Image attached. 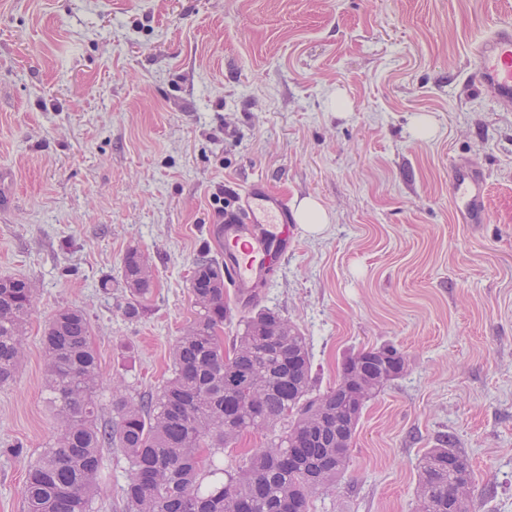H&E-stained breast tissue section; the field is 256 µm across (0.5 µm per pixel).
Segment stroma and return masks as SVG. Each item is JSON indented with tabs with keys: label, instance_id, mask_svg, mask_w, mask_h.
Returning <instances> with one entry per match:
<instances>
[{
	"label": "stroma",
	"instance_id": "1",
	"mask_svg": "<svg viewBox=\"0 0 512 512\" xmlns=\"http://www.w3.org/2000/svg\"><path fill=\"white\" fill-rule=\"evenodd\" d=\"M507 20L512 0H0V277L35 290L0 387V512H26L28 470L60 429L50 319L88 318L102 420L113 380L157 392L195 315L194 262L220 252L210 227L255 181L318 199L331 222L300 232L258 307L228 293L224 343L256 308L278 311L306 338L317 392L362 349L407 355L310 512H415L419 460L448 434L475 512H512V109L470 66ZM456 163L485 170L484 223L455 213ZM131 248L154 270L134 323L102 288ZM128 474L103 451L96 512H122Z\"/></svg>",
	"mask_w": 512,
	"mask_h": 512
}]
</instances>
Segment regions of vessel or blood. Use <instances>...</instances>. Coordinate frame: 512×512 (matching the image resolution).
<instances>
[{
  "mask_svg": "<svg viewBox=\"0 0 512 512\" xmlns=\"http://www.w3.org/2000/svg\"><path fill=\"white\" fill-rule=\"evenodd\" d=\"M474 77L495 103L512 104V24L498 25L474 50ZM449 182L457 212L465 223H482L486 211V174L476 166L457 163ZM215 232L222 242L224 274L244 304H256L257 286L272 256H287L298 235L286 199L263 183L250 185L242 199L224 210Z\"/></svg>",
  "mask_w": 512,
  "mask_h": 512,
  "instance_id": "1",
  "label": "vessel or blood"
}]
</instances>
